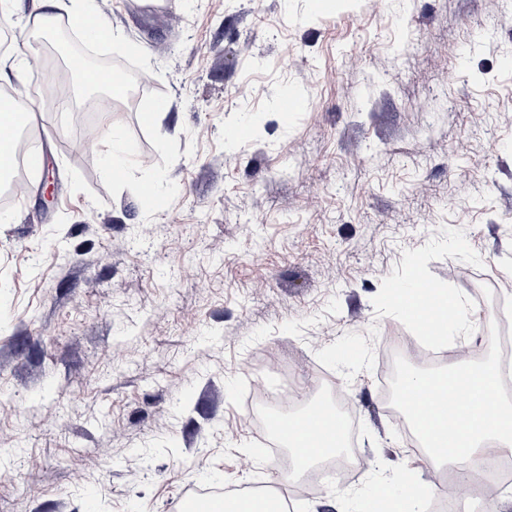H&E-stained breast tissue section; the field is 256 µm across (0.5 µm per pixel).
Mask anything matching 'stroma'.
<instances>
[{"label": "stroma", "mask_w": 512, "mask_h": 512, "mask_svg": "<svg viewBox=\"0 0 512 512\" xmlns=\"http://www.w3.org/2000/svg\"><path fill=\"white\" fill-rule=\"evenodd\" d=\"M129 81L83 146L39 45L8 16L0 97L41 114L43 158L0 214V512H180L216 481L285 487L246 403L291 378L339 396L353 474L296 512H355L381 477L447 482L405 446L382 351L418 370L393 303L414 275L467 319L450 350L499 361L512 304V0H97ZM294 89V112L279 108ZM167 108L153 121L157 99ZM248 136H233L238 126ZM55 176L45 203L44 173Z\"/></svg>", "instance_id": "35a3bbf8"}]
</instances>
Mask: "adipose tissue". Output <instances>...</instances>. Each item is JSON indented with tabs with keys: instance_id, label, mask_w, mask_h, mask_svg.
Returning <instances> with one entry per match:
<instances>
[{
	"instance_id": "obj_1",
	"label": "adipose tissue",
	"mask_w": 512,
	"mask_h": 512,
	"mask_svg": "<svg viewBox=\"0 0 512 512\" xmlns=\"http://www.w3.org/2000/svg\"><path fill=\"white\" fill-rule=\"evenodd\" d=\"M393 301L423 325L430 339H446L448 297L433 293L428 313L416 289L401 290ZM401 400L423 438L427 458L435 464L458 466L472 479L482 475L491 459L512 454V405L499 396L496 364L462 361L437 373L409 375ZM313 423L309 412L288 419L285 442L299 472L341 447L339 428H330V440L325 443L313 435ZM429 494V486L410 475L397 488L383 481L359 503L356 512H423Z\"/></svg>"
}]
</instances>
